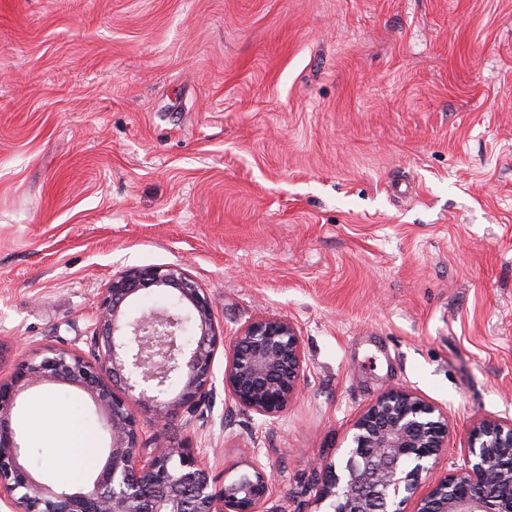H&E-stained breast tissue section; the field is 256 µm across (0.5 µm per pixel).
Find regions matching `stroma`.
Masks as SVG:
<instances>
[{"mask_svg":"<svg viewBox=\"0 0 512 512\" xmlns=\"http://www.w3.org/2000/svg\"><path fill=\"white\" fill-rule=\"evenodd\" d=\"M184 268L232 337L293 323L277 419L223 392L164 422L217 483L261 462L267 512H327L319 464L390 389L512 417V0H0V379L88 353L113 276ZM26 459L58 487L109 443L67 385L24 395ZM91 436L74 470L70 432Z\"/></svg>","mask_w":512,"mask_h":512,"instance_id":"35a3bbf8","label":"stroma"}]
</instances>
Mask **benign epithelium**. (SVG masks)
Masks as SVG:
<instances>
[{
    "instance_id": "7a95c632",
    "label": "benign epithelium",
    "mask_w": 512,
    "mask_h": 512,
    "mask_svg": "<svg viewBox=\"0 0 512 512\" xmlns=\"http://www.w3.org/2000/svg\"><path fill=\"white\" fill-rule=\"evenodd\" d=\"M162 291L168 305L139 315L128 307L143 291ZM228 349L224 394L242 410L279 417L299 391L303 350L293 324L253 321L226 340L203 289L179 266L150 265L112 278L97 307L90 356L47 349L21 358L0 381V504L8 512H265L272 484L259 462L220 488L190 445L153 435L139 445V414L162 418L195 412L215 390L213 363ZM67 384L94 402L111 444L104 464L82 485L59 488L25 464L12 424L27 389ZM346 460L322 466L317 500L329 512H512V419L484 418L469 430L463 464L419 493L448 437V419L406 389L378 396L352 425Z\"/></svg>"
}]
</instances>
